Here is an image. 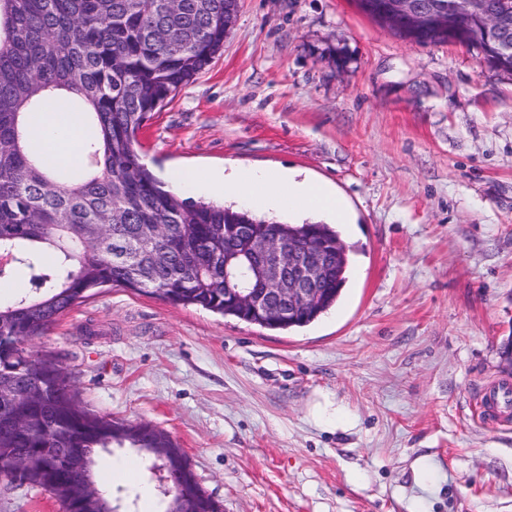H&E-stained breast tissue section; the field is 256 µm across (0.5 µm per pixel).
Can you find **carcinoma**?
I'll use <instances>...</instances> for the list:
<instances>
[{"mask_svg": "<svg viewBox=\"0 0 512 512\" xmlns=\"http://www.w3.org/2000/svg\"><path fill=\"white\" fill-rule=\"evenodd\" d=\"M237 0H0V248L28 271L35 291L0 305V453L30 449L16 479L49 492L64 512H84L78 476L51 462L55 448L89 457L99 484L105 448L135 452L154 473L170 437L80 406L67 371L36 354L42 335L85 294L122 286L173 305L195 306L271 330L305 327L327 313L346 283L347 246L328 224L270 221L245 208L182 198L144 163L139 135L152 114L224 48ZM476 48L484 18L461 23ZM77 110L92 134L77 169L54 166L32 140L47 104ZM312 240L338 257L311 311L253 319L224 306V237ZM58 263L42 262L44 250Z\"/></svg>", "mask_w": 512, "mask_h": 512, "instance_id": "obj_1", "label": "carcinoma"}]
</instances>
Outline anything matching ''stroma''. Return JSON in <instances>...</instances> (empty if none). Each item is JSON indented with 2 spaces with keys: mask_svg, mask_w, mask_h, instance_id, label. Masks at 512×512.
<instances>
[{
  "mask_svg": "<svg viewBox=\"0 0 512 512\" xmlns=\"http://www.w3.org/2000/svg\"><path fill=\"white\" fill-rule=\"evenodd\" d=\"M158 177L285 167L332 186L336 306L273 331L120 286L32 348L81 406L147 422L223 512H512V76L418 45L352 0H240L223 52L139 137ZM0 512H63L0 482Z\"/></svg>",
  "mask_w": 512,
  "mask_h": 512,
  "instance_id": "1",
  "label": "stroma"
}]
</instances>
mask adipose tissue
Here are the masks:
<instances>
[{"label":"adipose tissue","mask_w":512,"mask_h":512,"mask_svg":"<svg viewBox=\"0 0 512 512\" xmlns=\"http://www.w3.org/2000/svg\"><path fill=\"white\" fill-rule=\"evenodd\" d=\"M84 131L81 113L55 107L38 113L33 121L34 140L47 145L56 165L64 168L81 164ZM169 180L176 189L203 192L258 210L321 214L339 224L349 221L343 201L330 186L292 168L274 173L221 169L200 178L191 171L173 172Z\"/></svg>","instance_id":"adipose-tissue-1"}]
</instances>
